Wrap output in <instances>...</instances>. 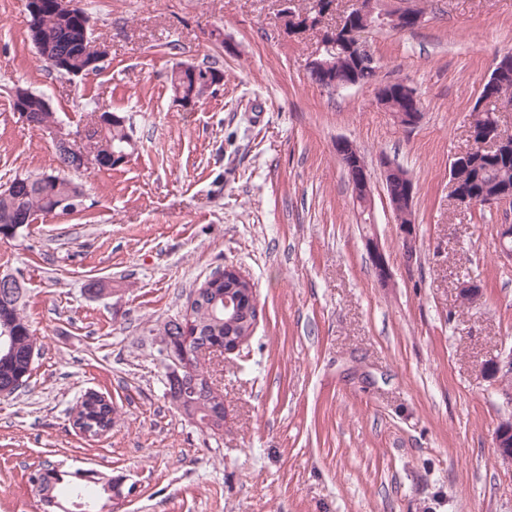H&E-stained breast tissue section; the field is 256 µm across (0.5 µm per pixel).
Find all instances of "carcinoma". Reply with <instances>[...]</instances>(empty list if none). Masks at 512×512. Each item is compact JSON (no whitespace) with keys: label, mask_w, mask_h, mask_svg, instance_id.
<instances>
[{"label":"carcinoma","mask_w":512,"mask_h":512,"mask_svg":"<svg viewBox=\"0 0 512 512\" xmlns=\"http://www.w3.org/2000/svg\"><path fill=\"white\" fill-rule=\"evenodd\" d=\"M38 28L46 36H58L65 33L71 48L82 45L85 36L91 34V16L80 6L76 7L69 18L62 16L58 9V0H39V10L29 16L28 28ZM170 89L173 95L185 98L193 95L202 97L201 91L194 90L192 80L183 76L178 70L171 71ZM385 102L392 112H410L414 110L409 98V89L399 85H387L384 88ZM512 108V49L498 55L490 80L485 82L480 96L473 108V120L470 127L476 136L486 135L496 129L500 122V113ZM102 126L93 134L89 147L98 152L99 167L117 170L118 161L112 160L114 153L135 152L133 128L130 118L115 112L101 114ZM456 178L458 190L468 194H497L505 200L512 201V138L494 150L483 152L473 161L451 170ZM29 190L17 194L5 195L0 192V240L12 237L15 226L14 218L19 213L35 216L48 213L51 208L68 199L82 197L80 187L70 179L51 173L25 175ZM194 321L199 327L198 335L187 336L181 327L167 318L162 326L175 337V344L192 351L197 343L204 340L224 338V306L215 308H198ZM36 344L35 334L24 315V302H16L14 295L0 291V388L18 382H26L32 372L30 351ZM167 390L185 395L191 407L204 419L218 414L219 404L213 402L211 394L194 391L191 383L170 384ZM81 416L98 421L112 423V403L98 402L90 404L81 400L73 408ZM48 478L50 497L42 501L44 512H103L112 498V487L122 482L120 478L100 476L77 470L62 471L44 468L29 477L34 483L36 478Z\"/></svg>","instance_id":"1"}]
</instances>
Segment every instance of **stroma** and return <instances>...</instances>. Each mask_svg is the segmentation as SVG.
Wrapping results in <instances>:
<instances>
[{
  "mask_svg": "<svg viewBox=\"0 0 512 512\" xmlns=\"http://www.w3.org/2000/svg\"><path fill=\"white\" fill-rule=\"evenodd\" d=\"M387 2L425 19L370 34L374 83L336 91L310 80L311 42L284 33L280 0H81L111 50L84 78L46 67L26 0H0V186L60 168L51 134L14 111L17 85L74 131L96 109L130 116L137 141L120 170L78 175L74 211L0 241L39 347L27 386L0 397V512H43L29 476L49 464L124 478L135 492L119 512H512L493 444L512 407L482 372L512 349L498 239L512 204L448 198L482 82L512 48V0ZM179 62L217 65L224 81L182 107L168 82ZM397 81L422 104L415 129L376 101ZM340 138L365 157L374 223L360 221ZM383 157L415 185L410 262ZM227 265L255 283L262 313L250 343L209 367L226 408L213 434L171 404L152 329ZM90 279L102 294L85 292ZM464 280L481 290L470 305ZM90 390L119 409L96 438L70 421Z\"/></svg>",
  "mask_w": 512,
  "mask_h": 512,
  "instance_id": "1",
  "label": "stroma"
}]
</instances>
